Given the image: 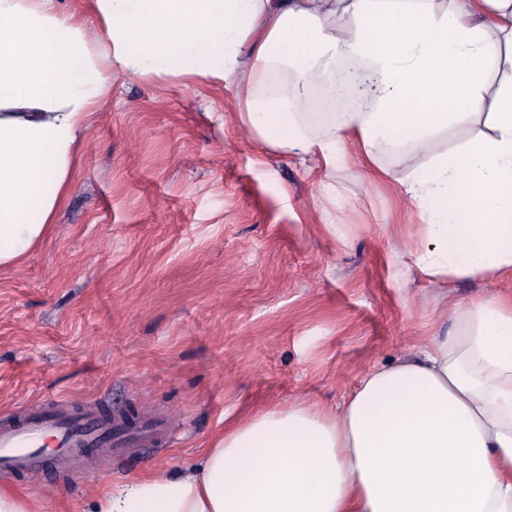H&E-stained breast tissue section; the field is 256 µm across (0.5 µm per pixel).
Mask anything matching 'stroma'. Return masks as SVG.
Listing matches in <instances>:
<instances>
[{
  "instance_id": "stroma-1",
  "label": "stroma",
  "mask_w": 512,
  "mask_h": 512,
  "mask_svg": "<svg viewBox=\"0 0 512 512\" xmlns=\"http://www.w3.org/2000/svg\"><path fill=\"white\" fill-rule=\"evenodd\" d=\"M239 103L204 79L113 76L50 235L0 269V417L62 396L179 429L83 481L0 472L31 512H90L113 484L190 466L253 409L336 406L454 309L512 293L435 283L403 250L418 216L400 181L425 154L370 169L345 141L313 173L241 125Z\"/></svg>"
}]
</instances>
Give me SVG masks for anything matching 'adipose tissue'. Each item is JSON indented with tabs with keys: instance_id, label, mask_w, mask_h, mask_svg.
<instances>
[{
	"instance_id": "obj_1",
	"label": "adipose tissue",
	"mask_w": 512,
	"mask_h": 512,
	"mask_svg": "<svg viewBox=\"0 0 512 512\" xmlns=\"http://www.w3.org/2000/svg\"><path fill=\"white\" fill-rule=\"evenodd\" d=\"M96 30L58 0H0V268L49 235L112 76L238 87L265 143L366 164L427 154L403 194V242L432 279L512 278V0H91ZM376 84L365 107L311 132L305 89L337 60ZM294 80L269 91L273 61ZM459 123L483 132L434 153ZM412 356L367 370L333 410L304 402L225 424L198 460L105 492L92 512H512V296L451 313Z\"/></svg>"
}]
</instances>
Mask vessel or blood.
<instances>
[{
    "instance_id": "b4317fda",
    "label": "vessel or blood",
    "mask_w": 512,
    "mask_h": 512,
    "mask_svg": "<svg viewBox=\"0 0 512 512\" xmlns=\"http://www.w3.org/2000/svg\"><path fill=\"white\" fill-rule=\"evenodd\" d=\"M62 401L44 407L15 410L0 421V470L13 473L42 468L41 443L53 437L60 448L58 464L73 466L94 459L106 462L144 439L168 437L169 424L158 416L121 421L103 412L66 413Z\"/></svg>"
}]
</instances>
